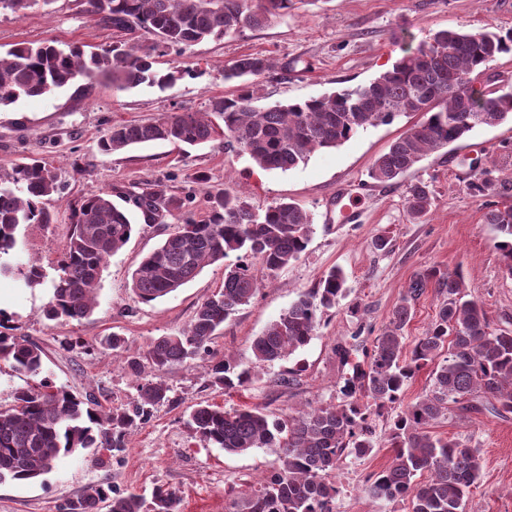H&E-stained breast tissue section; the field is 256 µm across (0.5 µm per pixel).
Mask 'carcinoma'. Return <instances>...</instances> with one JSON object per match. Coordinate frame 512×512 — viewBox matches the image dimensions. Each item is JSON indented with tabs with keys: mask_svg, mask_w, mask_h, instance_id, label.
<instances>
[{
	"mask_svg": "<svg viewBox=\"0 0 512 512\" xmlns=\"http://www.w3.org/2000/svg\"><path fill=\"white\" fill-rule=\"evenodd\" d=\"M54 0H0V11L26 13ZM96 24L132 38L87 51L66 49L52 40L20 44L0 53V106L22 98L43 97L75 87L86 97L100 84L117 91L148 83L162 88L180 80L178 66L156 70L164 50L206 39L235 37L246 29L269 25L294 8L295 0H81ZM512 51V31H439L405 51L392 68L365 85L301 102L260 105L254 78L273 71L262 55H242L224 66V80L239 81L233 97H215L206 112H162L141 122L113 126L98 142L103 156L135 145L169 142L190 147L224 139V147L249 155L265 171H287L306 163L320 149L336 148L358 131L390 124L402 114L423 120L395 139L372 162L369 177L393 184L425 156L454 143L474 128L512 119V90L494 89L482 80L497 55ZM467 189L475 195L509 187L495 185L476 168ZM59 191L55 172L30 158L0 172V256L18 247L23 224H55L44 200ZM118 196L126 203L113 201ZM434 202L425 181L407 189L411 216H426ZM209 215L197 221L184 212L186 199L159 184L138 192L101 191L71 209L68 243L57 261L56 276L31 261L0 263V273H15L29 287L50 280L52 295L45 315L50 321L82 319L96 308L97 286L108 259L129 241L136 221L171 224L161 244L142 258L131 288L144 303L166 297L193 281L205 266L232 253L257 260L269 273L288 266L306 250L313 216L300 205L279 200L263 209L219 189L209 192ZM484 221L496 230L498 250L512 275V202L488 207ZM340 268L330 269L318 286L299 298L251 342L255 363L271 365L305 346L320 324L318 313L336 307L348 291ZM261 283L248 264L224 268V287L197 307L188 327L156 338L141 356L127 358L132 373L143 378L138 399L128 408L104 411L92 393L74 394L47 380L15 391L12 408L0 410V481L33 482L48 474L58 455L88 448L122 452L128 433L148 419L151 409L170 401L163 379L171 366L209 356L207 375L226 390L243 387L250 372L228 357H216L210 344L224 322L248 304ZM428 288L440 303L424 336L408 346L405 329L415 302ZM0 315V360L19 374L36 376L43 350L27 336L4 331ZM342 365L352 367L336 404L309 406L287 418H272L254 407L226 410L198 404L189 425L201 441L230 453L252 448L279 450L278 467L260 488L232 500L243 512H333L340 493L332 481L343 458H362L375 449L376 418L400 402L405 387L431 365L428 390L391 419L385 432L392 463L374 473L366 492L389 502L409 504L410 512H463L464 498L481 473V455L456 438L433 435L430 427L450 405L469 413H512V334L490 329L482 302L467 297L462 273L435 267L416 272L372 342L358 350L347 341L333 347ZM363 361H353L357 352ZM424 480H419L422 475ZM180 497L168 488L154 491L150 512H180ZM144 512L143 498L102 485L58 512Z\"/></svg>",
	"mask_w": 512,
	"mask_h": 512,
	"instance_id": "1",
	"label": "carcinoma"
}]
</instances>
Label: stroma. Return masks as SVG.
<instances>
[{
    "instance_id": "1",
    "label": "stroma",
    "mask_w": 512,
    "mask_h": 512,
    "mask_svg": "<svg viewBox=\"0 0 512 512\" xmlns=\"http://www.w3.org/2000/svg\"><path fill=\"white\" fill-rule=\"evenodd\" d=\"M490 25L512 31V0H301L267 27L168 50L159 59L160 68L177 65L186 71L171 89L143 86L116 92L101 84L86 98L68 90L1 107L0 170L36 157L63 183L61 193L48 203L57 223L22 225L19 249L8 256V263L30 257L51 266L67 244L71 204L116 188L134 191L146 183L189 196V213L198 221L209 215L205 190L212 187L242 196L257 208L293 200L312 213L314 223L298 260L271 278L255 266L262 283L259 292L225 322L212 344L217 354H230L250 370L244 387L227 391L210 385L200 358L173 365L164 374L170 402L130 431L124 452L63 453L44 480L0 481V512H57L62 500L106 482L147 500L155 488L175 490L180 512H226L231 499L256 488L276 468L277 454L271 448L229 453L194 438L186 424L191 407L200 402L228 410L258 406L283 417L302 406L340 401L351 369L340 365L334 345L354 336L371 343L419 270H461L468 294L483 303L491 328L512 331V276L502 267L496 231L483 219L488 204L498 197L471 194L461 165L463 159L475 158L495 178H512V164L505 162L501 150L502 143H512L510 121L474 129L451 147L424 157L396 184L374 182L368 169L418 122L415 114L359 131L286 172L261 170L247 154L226 150L220 140L187 155L167 142L109 156L98 152L100 137L114 125L184 108L202 111L211 98L231 94L234 87L224 80V66L244 54L275 60V69L258 79L263 103L272 105L366 83L436 31ZM116 38L115 31L88 18L80 0H54L19 16L0 14L1 52L22 42L105 45ZM199 174L206 176V183L196 182ZM420 180L430 182L435 204L427 216L415 220L407 209L406 189ZM341 190L358 203L353 220L342 222L336 216ZM170 230L167 224L135 226L127 244L106 264L96 309L81 320H47L48 285L29 288L14 275H0V310L8 315L13 334L30 337L43 348L44 376L74 393L95 392L107 410L136 398L137 380L123 357L107 346V338L124 337L128 354L144 352L156 338L185 329L197 306L224 285L225 263L217 262L167 297L150 303L136 297L133 270ZM380 235L389 240L382 251L374 246ZM334 267L346 274L348 292L336 308L322 313L309 343L274 365L254 366L253 337ZM292 368L303 371L299 385L275 387L277 374ZM432 432L462 439L480 451L483 468L465 512H512V414H465L454 408ZM391 459L382 435L370 456L343 459L336 472L341 493L334 512H409L405 503L375 499L364 490L367 477Z\"/></svg>"
}]
</instances>
